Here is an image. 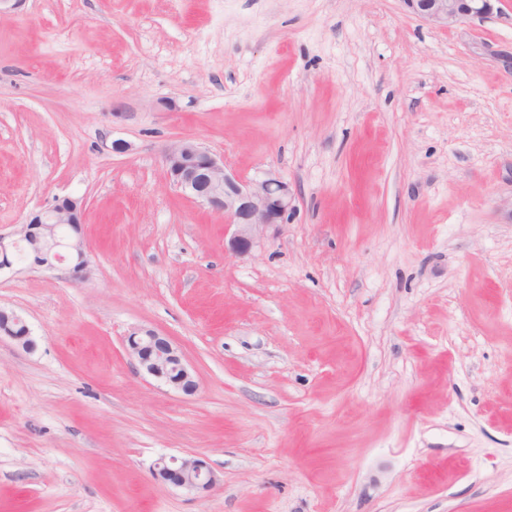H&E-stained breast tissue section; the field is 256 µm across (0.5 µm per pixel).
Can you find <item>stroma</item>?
<instances>
[{
    "label": "stroma",
    "instance_id": "stroma-1",
    "mask_svg": "<svg viewBox=\"0 0 512 512\" xmlns=\"http://www.w3.org/2000/svg\"><path fill=\"white\" fill-rule=\"evenodd\" d=\"M511 50L512 0H0V234L80 198L88 260L0 272L36 342L0 340V512H512ZM181 137L288 181L287 223L235 255ZM415 15L443 28L467 23L473 18L487 17L500 9L502 0H402ZM126 349L149 376L184 394L195 392L197 383L180 350L165 336L140 328L125 340ZM156 480L187 491H209L219 479L208 463L199 457L159 459L153 469Z\"/></svg>",
    "mask_w": 512,
    "mask_h": 512
}]
</instances>
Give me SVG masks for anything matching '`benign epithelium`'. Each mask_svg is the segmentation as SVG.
I'll return each mask as SVG.
<instances>
[{
    "label": "benign epithelium",
    "mask_w": 512,
    "mask_h": 512,
    "mask_svg": "<svg viewBox=\"0 0 512 512\" xmlns=\"http://www.w3.org/2000/svg\"><path fill=\"white\" fill-rule=\"evenodd\" d=\"M415 15L443 28L494 13L497 0H403ZM170 182L183 194L224 214V223L235 227L232 251L248 252L254 240L273 224H284L294 208L295 194L288 181L268 174L260 179H242L230 173L224 162L190 139L176 140L162 151ZM83 201L57 197L35 213L16 233L0 234V271L14 269L11 257L24 248L38 258L36 266L46 271L65 265L73 280L84 278L88 261L81 233ZM0 332L30 350L34 341L24 318L0 310ZM126 349L149 376L184 394L195 392L197 383L180 350L165 336L140 328L125 340ZM156 480L187 491H209L218 476L199 457L159 459L153 469Z\"/></svg>",
    "instance_id": "7a95c632"
}]
</instances>
